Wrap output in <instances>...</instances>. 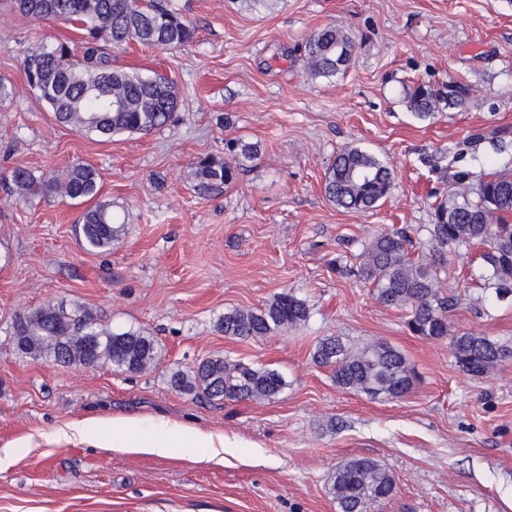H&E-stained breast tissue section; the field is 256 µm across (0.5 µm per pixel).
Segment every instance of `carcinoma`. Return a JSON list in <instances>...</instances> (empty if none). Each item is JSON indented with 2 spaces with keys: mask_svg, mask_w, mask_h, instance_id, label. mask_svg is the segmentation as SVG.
I'll return each mask as SVG.
<instances>
[{
  "mask_svg": "<svg viewBox=\"0 0 512 512\" xmlns=\"http://www.w3.org/2000/svg\"><path fill=\"white\" fill-rule=\"evenodd\" d=\"M12 7L35 20L76 23L84 32L81 49L68 41L41 44L22 62L27 85L35 90L66 126L110 139L120 134H148L170 121L178 106L175 83L160 74L144 76L119 66L105 46L120 48L131 41L173 49L191 42L194 28L159 0H12ZM354 49L348 33L328 25L313 33L304 46L307 72L331 77L349 68ZM467 89L448 86L436 92L424 85L412 87L407 103L414 115L426 119L440 104L463 105ZM197 188L207 193L233 181L235 166L207 158L195 162ZM24 197L60 196L89 201L98 196L99 175L90 165L72 164L64 174H35L24 165L11 172ZM469 174L450 176L448 197L435 207L433 223L425 226L430 257H412L411 240L403 231H381L363 249L362 279L371 284L377 301L407 312L411 334L450 340L456 366L464 373L485 376L512 361V342L469 333L450 334V318L457 299L443 295L437 284L447 273L449 256L460 249L479 248L482 279L496 299L512 295V170L486 174L474 191ZM394 182L393 170L358 148L338 153L327 168L324 191L340 208L368 211L385 200ZM112 204L97 202L81 216L79 234L84 249L101 252L118 241L121 225ZM309 318L306 302L282 292L258 311L233 309L224 313L218 328L242 341L270 336ZM15 348L23 354L45 357L57 364L111 363L126 372H140L157 356L154 337L141 331L106 333L97 330L82 311L62 307L40 308L17 315L11 325ZM314 361L332 370L336 386L371 397L399 399L417 381L405 353L386 342L354 346L338 336L320 340ZM171 386L208 399L241 402L278 396L286 386L273 369L247 365L227 357L203 361L190 376L176 371ZM395 491L393 476L371 459L341 463L330 477L329 492L339 512H370L372 506Z\"/></svg>",
  "mask_w": 512,
  "mask_h": 512,
  "instance_id": "obj_1",
  "label": "carcinoma"
}]
</instances>
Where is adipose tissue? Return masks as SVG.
Returning a JSON list of instances; mask_svg holds the SVG:
<instances>
[{"label": "adipose tissue", "mask_w": 512, "mask_h": 512, "mask_svg": "<svg viewBox=\"0 0 512 512\" xmlns=\"http://www.w3.org/2000/svg\"><path fill=\"white\" fill-rule=\"evenodd\" d=\"M65 438H94L99 447L116 451L169 456L180 448L203 449L206 462L223 464L229 439L203 431L176 419L139 416L95 415L67 424L59 431Z\"/></svg>", "instance_id": "1"}]
</instances>
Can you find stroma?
<instances>
[{
	"instance_id": "stroma-1",
	"label": "stroma",
	"mask_w": 512,
	"mask_h": 512,
	"mask_svg": "<svg viewBox=\"0 0 512 512\" xmlns=\"http://www.w3.org/2000/svg\"><path fill=\"white\" fill-rule=\"evenodd\" d=\"M196 29L183 47L132 42L119 63L171 77L179 103L165 127L107 142L59 125L31 90L23 56L44 42H80L65 21H36L0 0V512H336L327 482L341 462L370 458L394 477L371 512H512V362L473 377L449 342L411 335L405 311L380 304L356 271L377 231L405 229L414 255L448 195L449 171L471 183L512 163V0H168ZM340 24L355 43L343 74L313 79L300 49ZM467 88L462 107L421 120L414 84ZM260 146L234 183L202 194L198 159L228 160L227 142ZM358 147L395 171L390 196L366 212L337 207L324 175ZM81 162L99 173L100 199L123 220L111 250H84L69 199H22L10 180ZM469 254L454 257L441 290L460 302L452 332L512 340V300L499 301ZM289 291L310 317L238 341L216 325L232 309L264 307ZM79 308L97 329L143 331L155 362L57 364L22 355L11 324L43 305ZM385 341L421 380L401 399L336 386L315 364L320 338ZM221 355L278 371L274 399L234 402L172 389V372ZM173 417L233 443L223 464L194 451L131 454L60 438L86 414Z\"/></svg>"
}]
</instances>
